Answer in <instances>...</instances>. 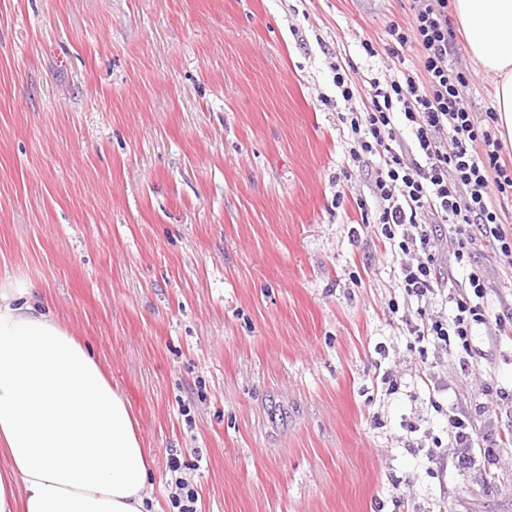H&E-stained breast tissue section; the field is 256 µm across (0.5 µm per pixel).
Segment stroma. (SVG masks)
<instances>
[{
	"label": "stroma",
	"mask_w": 512,
	"mask_h": 512,
	"mask_svg": "<svg viewBox=\"0 0 512 512\" xmlns=\"http://www.w3.org/2000/svg\"><path fill=\"white\" fill-rule=\"evenodd\" d=\"M393 21L409 0H0V286L48 288L125 392L163 512L172 457L197 512H512V442L458 470L418 380L512 430V335L416 342L360 224L378 160L342 175L331 65L384 68ZM472 263L512 307V269Z\"/></svg>",
	"instance_id": "obj_1"
}]
</instances>
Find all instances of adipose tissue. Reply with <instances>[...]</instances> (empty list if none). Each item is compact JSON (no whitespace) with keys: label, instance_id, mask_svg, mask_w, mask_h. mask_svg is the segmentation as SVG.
<instances>
[{"label":"adipose tissue","instance_id":"adipose-tissue-1","mask_svg":"<svg viewBox=\"0 0 512 512\" xmlns=\"http://www.w3.org/2000/svg\"><path fill=\"white\" fill-rule=\"evenodd\" d=\"M512 147V0H454ZM131 403L40 291L0 289V512H150Z\"/></svg>","mask_w":512,"mask_h":512}]
</instances>
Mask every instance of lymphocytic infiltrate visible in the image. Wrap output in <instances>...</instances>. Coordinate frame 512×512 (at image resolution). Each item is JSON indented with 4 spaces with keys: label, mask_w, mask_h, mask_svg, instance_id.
<instances>
[{
    "label": "lymphocytic infiltrate",
    "mask_w": 512,
    "mask_h": 512,
    "mask_svg": "<svg viewBox=\"0 0 512 512\" xmlns=\"http://www.w3.org/2000/svg\"><path fill=\"white\" fill-rule=\"evenodd\" d=\"M410 28L390 23L391 58L406 48L419 49V73L401 78L370 76L355 80L343 64H333V83L349 112L352 143L347 167L367 157L379 160L370 176L374 222L400 255L393 280L406 296L440 299L451 313L409 322L418 341L444 347L467 344L473 325L507 330L503 315L484 305L485 277L474 267L476 246L491 244L495 255L512 269V230L501 220L512 201V163L502 155L496 133L497 114L472 111L463 90L467 73L449 60L458 51L448 20V0H412ZM453 228V255L468 266L467 289H443L433 243L443 225ZM448 436L455 463L474 466L490 458L498 436L476 426L469 411L448 409Z\"/></svg>",
    "instance_id": "1"
}]
</instances>
